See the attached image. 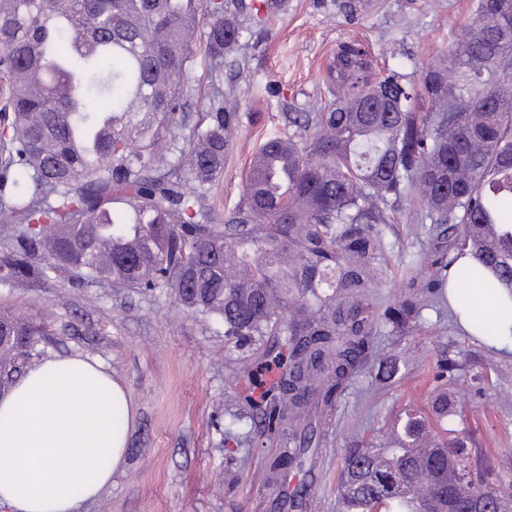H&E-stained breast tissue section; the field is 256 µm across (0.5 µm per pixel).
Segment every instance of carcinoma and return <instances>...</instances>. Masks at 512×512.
Masks as SVG:
<instances>
[{"mask_svg":"<svg viewBox=\"0 0 512 512\" xmlns=\"http://www.w3.org/2000/svg\"><path fill=\"white\" fill-rule=\"evenodd\" d=\"M269 0H0V286L50 276L165 290L190 318L224 327L242 373L265 350L275 380L227 410L224 437L271 443L266 512H309L320 448L350 386L426 310L445 318L448 268L469 254L471 279L512 296V15L484 0L470 30L419 83L375 77L361 44L338 46L314 112L282 113L255 156L244 201L210 203L240 126L224 58L269 32ZM205 26L210 91L188 108L196 36ZM409 211L427 225L419 270L393 300L377 288L397 244L385 229ZM512 301L479 320L478 342ZM40 330L0 311V389L41 355ZM427 409L408 405L387 431L345 446L342 512H512L490 486L455 394L490 383L479 352L445 344Z\"/></svg>","mask_w":512,"mask_h":512,"instance_id":"cac0c4a2","label":"carcinoma"}]
</instances>
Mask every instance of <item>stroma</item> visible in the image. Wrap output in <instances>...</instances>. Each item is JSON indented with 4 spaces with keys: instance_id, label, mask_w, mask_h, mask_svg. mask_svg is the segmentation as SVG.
<instances>
[{
    "instance_id": "stroma-1",
    "label": "stroma",
    "mask_w": 512,
    "mask_h": 512,
    "mask_svg": "<svg viewBox=\"0 0 512 512\" xmlns=\"http://www.w3.org/2000/svg\"><path fill=\"white\" fill-rule=\"evenodd\" d=\"M339 0H283L268 36L240 50L248 70L237 80L241 127L216 191L219 211L243 202V182L259 144L281 125L284 111L309 112L324 92L326 67L338 45L362 42L379 75L417 80L424 65L469 30L479 0H369L344 13ZM424 229L410 216L387 226L404 244L394 262L417 267ZM38 325L45 357L80 353L103 361L126 384L135 407L126 462L112 485L79 512H266L263 466L270 447L224 446V405L256 392V380L227 383L234 369L217 324L184 321L167 295L52 279L40 287L0 286V308ZM480 349L495 367L489 400L459 391L457 407L493 478L512 486V356L479 348L452 321L428 311L404 336L380 332L379 347L406 362L388 387L362 376L346 394L324 447L314 483L315 512H338L336 484L351 434L371 436L408 403L432 392L429 364L442 344Z\"/></svg>"
}]
</instances>
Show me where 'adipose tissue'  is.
Segmentation results:
<instances>
[{
    "label": "adipose tissue",
    "instance_id": "adipose-tissue-1",
    "mask_svg": "<svg viewBox=\"0 0 512 512\" xmlns=\"http://www.w3.org/2000/svg\"><path fill=\"white\" fill-rule=\"evenodd\" d=\"M472 256L449 270L448 303L465 332L473 313L492 316L507 291L470 283ZM132 404L101 362L56 356L27 369L0 393V512H74L112 484L126 461Z\"/></svg>",
    "mask_w": 512,
    "mask_h": 512
}]
</instances>
